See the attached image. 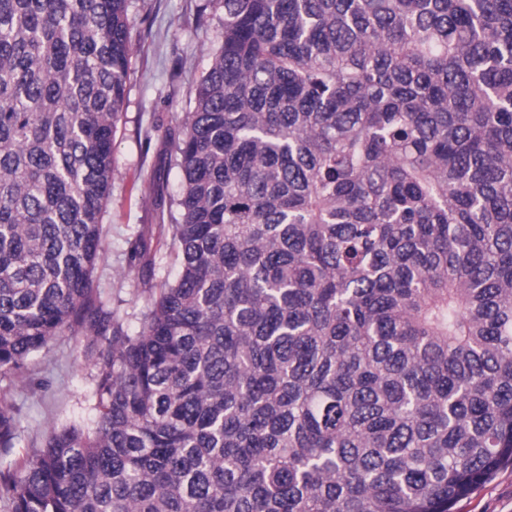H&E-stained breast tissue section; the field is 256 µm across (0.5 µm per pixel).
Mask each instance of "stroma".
I'll use <instances>...</instances> for the list:
<instances>
[{
  "label": "stroma",
  "instance_id": "stroma-1",
  "mask_svg": "<svg viewBox=\"0 0 512 512\" xmlns=\"http://www.w3.org/2000/svg\"><path fill=\"white\" fill-rule=\"evenodd\" d=\"M223 10L213 0H131L134 52L126 102L113 142L112 193L105 208L104 252L92 277L94 289L128 313L144 304L132 251L146 240L156 260V280L173 277L169 230L180 190L167 133L189 108L206 69L208 47L223 36ZM29 380L5 395L21 408L22 441L66 422L92 416V367L68 337L30 359ZM454 512H512V466L501 469L454 507Z\"/></svg>",
  "mask_w": 512,
  "mask_h": 512
}]
</instances>
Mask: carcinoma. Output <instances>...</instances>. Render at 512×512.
Instances as JSON below:
<instances>
[{"label":"carcinoma","instance_id":"1","mask_svg":"<svg viewBox=\"0 0 512 512\" xmlns=\"http://www.w3.org/2000/svg\"><path fill=\"white\" fill-rule=\"evenodd\" d=\"M168 133L174 279L94 291L130 0H0V382L60 336L92 425L3 512H453L512 465V0H217Z\"/></svg>","mask_w":512,"mask_h":512}]
</instances>
